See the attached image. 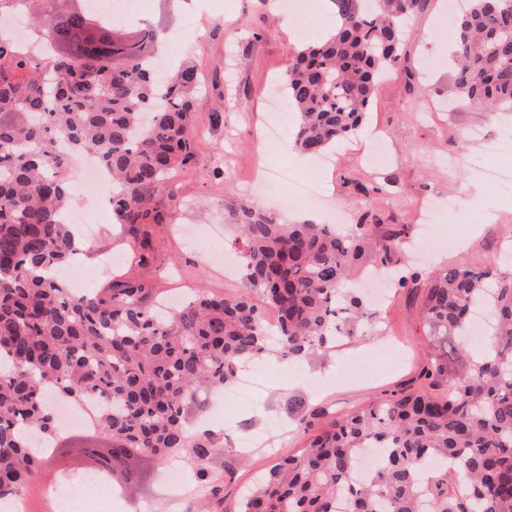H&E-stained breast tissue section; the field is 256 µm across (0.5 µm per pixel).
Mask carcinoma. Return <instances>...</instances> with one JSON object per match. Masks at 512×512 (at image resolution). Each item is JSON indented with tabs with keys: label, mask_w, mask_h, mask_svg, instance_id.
<instances>
[{
	"label": "carcinoma",
	"mask_w": 512,
	"mask_h": 512,
	"mask_svg": "<svg viewBox=\"0 0 512 512\" xmlns=\"http://www.w3.org/2000/svg\"><path fill=\"white\" fill-rule=\"evenodd\" d=\"M41 0H0L42 31L50 16V60L0 39V499L12 497L45 456L74 453L126 491L140 480L128 449L168 461L191 449L209 485L215 434L190 418L204 396L242 365L273 352L317 359L357 335L371 317L345 283L365 252L381 264L405 247L401 232L367 224H280L242 204L241 288L199 289L178 308L145 305L147 285L128 281L112 298L77 295L60 270L82 253L64 216L74 201L71 156L106 170L120 224L159 223L151 207L163 180L188 165L194 66L148 65L161 35H130L89 10ZM454 19L453 93L461 103L512 109V0H467ZM336 27L297 51L280 91L296 113L288 151L315 156L361 125L390 68L407 67L406 18L425 0H330ZM275 313L271 343L259 304ZM421 317L433 351L424 389L392 394L336 417L295 455L261 475L235 512H512V275L453 265L424 286ZM95 400L93 430L63 438L50 394ZM380 463L354 480L358 453ZM453 460L466 488L448 493Z\"/></svg>",
	"instance_id": "1"
}]
</instances>
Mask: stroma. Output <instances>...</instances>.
Wrapping results in <instances>:
<instances>
[{"label": "stroma", "instance_id": "stroma-1", "mask_svg": "<svg viewBox=\"0 0 512 512\" xmlns=\"http://www.w3.org/2000/svg\"><path fill=\"white\" fill-rule=\"evenodd\" d=\"M137 15L142 24L166 31L189 19L200 32L177 51L179 59L196 66L195 157L156 189L154 207L162 223L132 230L116 224L111 209L99 215L82 258L86 277L97 279L99 287L136 278L167 298L201 286L235 294L240 282L225 278L219 256L242 251L234 222L247 199L243 186L263 168L288 162L299 177L325 187L323 204L312 209L317 222L327 223L335 213L345 224L405 231L415 247L393 256L390 266L398 274L416 271L425 280L451 264L512 272V264L497 259L512 247V192L473 169L484 139L512 126V112L448 108V0H428L414 17L406 36L409 71L385 76L363 125L331 148L327 169L297 164L294 154L262 137L267 91L285 78L303 41L298 28H287L278 0H137ZM103 252L121 260L100 275L96 266ZM365 293L375 301L376 331L390 327L393 340L367 333L308 364L268 358L246 399L210 397L201 418L224 413L221 433L229 440L210 462L218 496L197 482L188 454L168 465L138 452L129 463L140 483L133 494L114 493L112 512H232L256 475L304 447L309 435L297 425L300 415H311L316 430L324 413H351L417 388L428 348L420 291L402 288L381 297L369 287ZM291 399L299 408L288 409ZM242 435L261 443L235 448ZM83 467L73 455L46 460L24 488L26 512H49L43 491L62 482L81 512H102L99 498L81 486Z\"/></svg>", "mask_w": 512, "mask_h": 512}]
</instances>
